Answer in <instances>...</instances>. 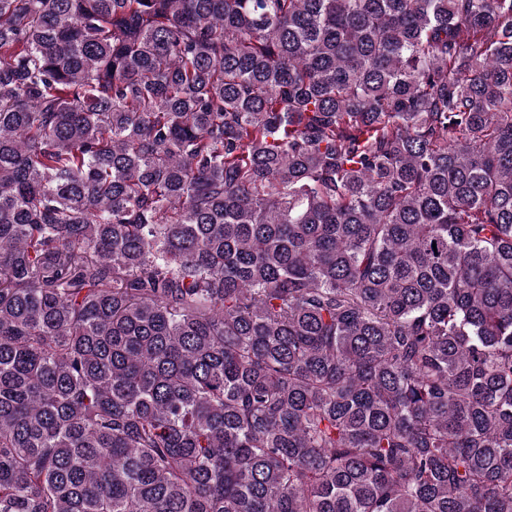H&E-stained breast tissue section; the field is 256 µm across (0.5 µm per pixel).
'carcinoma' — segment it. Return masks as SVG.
Masks as SVG:
<instances>
[{
	"label": "carcinoma",
	"instance_id": "obj_1",
	"mask_svg": "<svg viewBox=\"0 0 512 512\" xmlns=\"http://www.w3.org/2000/svg\"><path fill=\"white\" fill-rule=\"evenodd\" d=\"M0 512H512V0H0Z\"/></svg>",
	"mask_w": 512,
	"mask_h": 512
}]
</instances>
